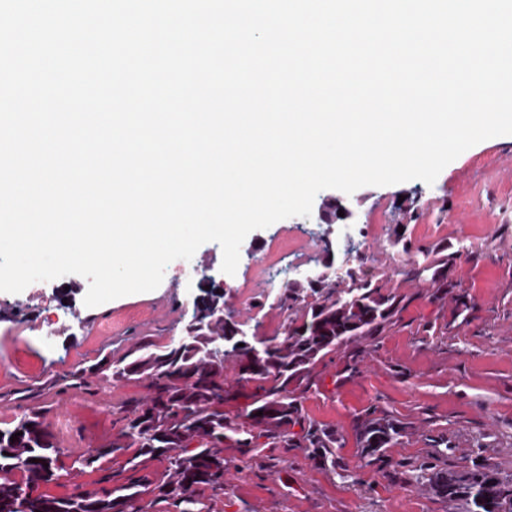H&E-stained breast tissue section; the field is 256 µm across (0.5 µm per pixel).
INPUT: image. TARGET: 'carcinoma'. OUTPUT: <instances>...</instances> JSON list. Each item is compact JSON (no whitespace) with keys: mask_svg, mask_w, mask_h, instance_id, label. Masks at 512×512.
Instances as JSON below:
<instances>
[{"mask_svg":"<svg viewBox=\"0 0 512 512\" xmlns=\"http://www.w3.org/2000/svg\"><path fill=\"white\" fill-rule=\"evenodd\" d=\"M468 256L463 246L450 252L448 244L437 243L410 263L405 276L444 299L448 289L460 287L455 271ZM407 303V296L385 288L360 265L341 280L286 285L278 297L281 322L271 336L249 332L241 345L229 337L224 319L210 314L176 340L142 336L119 356L110 353L67 373L38 396L131 381L146 394L113 406L116 432L108 444L77 452L58 446L46 406L19 405L20 413L0 426V512H165L168 506L219 512L226 473L252 469L268 448H302L315 464L346 471L336 460L343 436L306 419L303 400L321 390L318 368L337 355L343 372L357 371L358 348L394 329ZM229 359L233 381L225 373ZM271 408L277 415L264 424L247 422L253 412ZM408 429L368 409L355 426L354 479L362 469L394 465L389 451ZM226 448L236 449L239 459L224 456ZM76 472L97 478L65 496L40 491ZM409 479L448 503V512H512V474L487 459L421 466Z\"/></svg>","mask_w":512,"mask_h":512,"instance_id":"1","label":"carcinoma"}]
</instances>
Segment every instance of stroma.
<instances>
[{
  "label": "stroma",
  "instance_id": "1",
  "mask_svg": "<svg viewBox=\"0 0 512 512\" xmlns=\"http://www.w3.org/2000/svg\"><path fill=\"white\" fill-rule=\"evenodd\" d=\"M350 226L328 230L315 217H290L251 232L235 275L221 270L222 249L208 242L191 259L172 261L160 286L89 307V283L71 274L41 281L17 294L0 292V421L18 412L16 393L43 387L91 365L99 355L122 354L141 336L179 337L193 314L203 275L224 285V311L262 335L281 316L277 299L300 265L370 269L388 289L408 295L400 322L362 348L357 373L329 365L320 392L303 402L305 416L336 427V454L358 464L354 427L369 407L411 426L392 448L395 470L365 469L359 483L314 466L303 449H270L288 469L231 472L224 512H448L408 469L427 459L454 464L489 458L512 473V135L464 151L434 184L411 180L365 186L348 197ZM412 246L446 240L470 255L455 277L470 299L465 320L454 319V297L433 299L406 281L407 256L396 234ZM313 241L304 256L274 255L278 239ZM135 383H103L91 393L68 392L49 402L48 421L66 448L97 447L112 436V407L142 395Z\"/></svg>",
  "mask_w": 512,
  "mask_h": 512
}]
</instances>
